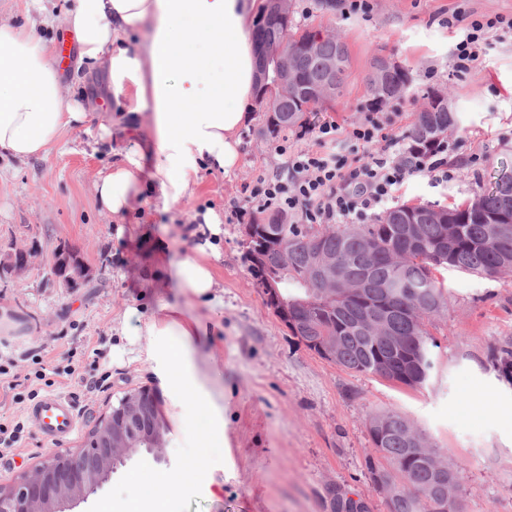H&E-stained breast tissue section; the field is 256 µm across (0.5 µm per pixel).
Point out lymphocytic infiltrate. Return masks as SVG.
<instances>
[{"instance_id": "f902f5d3", "label": "lymphocytic infiltrate", "mask_w": 512, "mask_h": 512, "mask_svg": "<svg viewBox=\"0 0 512 512\" xmlns=\"http://www.w3.org/2000/svg\"><path fill=\"white\" fill-rule=\"evenodd\" d=\"M464 34L453 52V70L463 73L480 61L487 30L496 28L512 34V16L489 21L457 16ZM318 151H309L290 140L278 145L279 155L287 159L283 172L264 175L257 188L231 213L244 223L255 213L276 212L292 224H343L368 219L390 197L393 187L416 174L433 175L444 165L442 156L449 150L440 145L438 159L399 149L398 141L386 131L379 108L364 113L349 130H340L333 121L308 127ZM344 140L349 152L335 150Z\"/></svg>"}]
</instances>
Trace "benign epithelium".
I'll list each match as a JSON object with an SVG mask.
<instances>
[{"instance_id": "1", "label": "benign epithelium", "mask_w": 512, "mask_h": 512, "mask_svg": "<svg viewBox=\"0 0 512 512\" xmlns=\"http://www.w3.org/2000/svg\"><path fill=\"white\" fill-rule=\"evenodd\" d=\"M291 54L285 44L267 54L266 64L273 67L275 78L271 84L262 83L261 98L288 92L282 74L288 70ZM146 396L145 390L126 394L120 407L102 419L100 439L94 447L69 454L50 452L47 463L23 475L9 488H0V512H71V503L95 494L117 466L140 447L160 455V432L145 433L137 439L130 433L131 424L141 417Z\"/></svg>"}]
</instances>
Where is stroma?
I'll list each match as a JSON object with an SVG mask.
<instances>
[{"mask_svg": "<svg viewBox=\"0 0 512 512\" xmlns=\"http://www.w3.org/2000/svg\"><path fill=\"white\" fill-rule=\"evenodd\" d=\"M366 14L343 16L341 0H292V22L347 45L349 64L340 94L319 105L311 123L349 127L368 107L366 76L376 57L397 61L410 76L390 134L407 138L428 91L447 94L460 116L446 180L412 176L389 207L442 208L471 199L512 173V39L489 37L479 65L452 68L462 37L453 13L476 18L512 15V0H371ZM61 80L72 87L88 117L49 154L23 161L0 155V260L31 252L28 266L0 281V360L25 375L44 367L53 390L72 400L79 430L62 451L83 448L100 418L129 390L158 393L151 366L121 331L126 312L145 321L174 301L163 269L154 265L155 241L170 254L194 245L188 234L197 215L225 217L213 261L221 304L189 299L217 326L204 347L205 368L222 398L224 446L208 468L194 471L193 455L158 401L167 425L160 455L142 451L73 512H126L149 500L163 479L179 480L166 512H342L346 500L367 512H388L369 479L372 448L366 428L377 410L408 418L454 463L463 512H512V379L491 361L492 349L512 348V275L479 278L441 270L448 311L427 328L436 338L427 384L408 388L344 369L319 357L292 335L266 305L245 258L244 227L229 222L231 209L249 195L259 175L282 169L277 139L263 136L264 107L253 103L241 130L243 156L232 173L205 170L198 193L168 212L155 211L142 193L123 226L96 206L91 185L113 151H137L145 172L155 162L145 126L100 141L99 125L116 108L102 68L71 60ZM78 264L79 275H55L56 251ZM97 350V368L67 375L69 355ZM32 428L19 443L0 448V487L40 465L49 451Z\"/></svg>", "mask_w": 512, "mask_h": 512, "instance_id": "obj_1", "label": "stroma"}]
</instances>
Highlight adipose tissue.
<instances>
[{
	"mask_svg": "<svg viewBox=\"0 0 512 512\" xmlns=\"http://www.w3.org/2000/svg\"><path fill=\"white\" fill-rule=\"evenodd\" d=\"M261 0H74L64 22L80 37V57L104 67L118 110L100 124L101 138L143 119L156 162L153 205L167 212L191 198L202 170L231 173L240 159L239 133L255 89L254 18ZM34 20L0 18V152L25 160L48 154L85 120L81 103L61 86ZM143 163L134 152L115 154L92 190L101 212L120 221L140 194ZM223 232L206 211L192 233L199 242L171 258L159 250L175 288L187 297L215 296L210 262ZM209 324L189 307L166 304L134 327L160 378L163 396L197 453L199 469L224 445V407L209 385L201 348Z\"/></svg>",
	"mask_w": 512,
	"mask_h": 512,
	"instance_id": "obj_1",
	"label": "adipose tissue"
}]
</instances>
